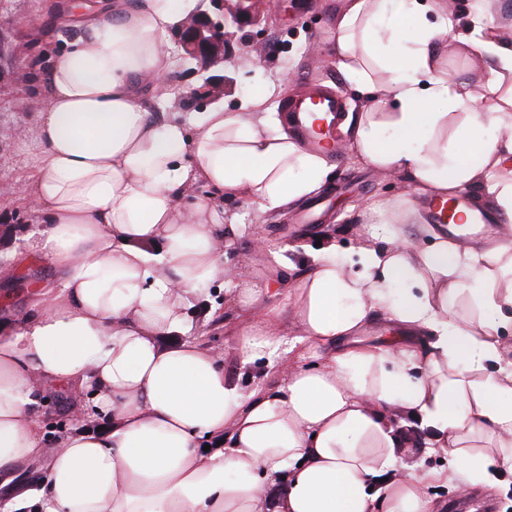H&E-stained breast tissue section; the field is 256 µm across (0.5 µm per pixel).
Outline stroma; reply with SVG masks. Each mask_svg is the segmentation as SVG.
Returning <instances> with one entry per match:
<instances>
[{
  "label": "stroma",
  "mask_w": 512,
  "mask_h": 512,
  "mask_svg": "<svg viewBox=\"0 0 512 512\" xmlns=\"http://www.w3.org/2000/svg\"><path fill=\"white\" fill-rule=\"evenodd\" d=\"M73 0H0V82L10 86L0 96V261L9 264L0 277V314L24 313L39 289L49 284L51 270L37 256L25 253L24 236L35 228V207L21 193L35 173L41 147L33 137L38 112L35 102L48 98L46 71L61 52L64 41V8ZM442 11L452 18L454 33L472 28L475 20L493 27L495 34L512 40V0H440ZM347 0H262L260 23L236 28L235 58L211 67L208 73L223 76L220 102L225 110L238 108L256 91L277 85L284 99L318 80L336 92L342 109L359 115L366 97L336 67L335 37ZM200 64L176 60L169 80L172 101L161 104L164 112H203L211 101L197 93L204 73ZM342 148L332 155L326 184L315 200H302L288 209L266 215L253 214L240 200H217L225 217L249 224L250 235L236 241V262L241 272L259 273L291 283L307 271L306 263L323 246L332 244L344 261L354 259L363 247H383L373 235L383 221L387 203L409 200L414 210L411 223L426 221L423 193L406 180L368 168L354 150L350 135L340 137ZM255 236L288 242V261L276 266L266 250L252 248ZM252 317L244 311L224 314V295L211 286L209 297L192 310L195 333L207 346L224 354L227 367H238L235 333ZM72 395L47 389L43 397V426L49 440L73 427ZM438 512H512V470L502 469L494 484L460 489L448 484L430 486Z\"/></svg>",
  "instance_id": "obj_1"
}]
</instances>
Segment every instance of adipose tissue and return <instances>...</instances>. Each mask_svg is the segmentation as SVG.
Instances as JSON below:
<instances>
[{"instance_id": "obj_1", "label": "adipose tissue", "mask_w": 512, "mask_h": 512, "mask_svg": "<svg viewBox=\"0 0 512 512\" xmlns=\"http://www.w3.org/2000/svg\"><path fill=\"white\" fill-rule=\"evenodd\" d=\"M199 0H111L74 19L78 33L47 74L35 139L44 153L26 186L40 229L26 247L54 274L35 313L0 325V491L15 512H432L426 488L491 482L512 465V360L501 336L512 310V245L480 251L417 226L406 203L386 207L389 242L356 265L329 253L289 288L219 259L246 227L211 197L268 213L317 194L326 152L304 150L265 96L232 112H151L171 97V32ZM438 0H349L336 64L367 96L351 132L360 159L414 190L452 197L487 190L512 216V41L475 27L463 51L495 60L486 104L452 76ZM204 184L210 198L187 199ZM221 282L226 308L252 309L240 366L192 335L189 313ZM466 299L474 313L459 317ZM398 329L361 340L377 314ZM298 334L276 335L283 316ZM303 345L310 364L292 366ZM88 391L75 401L110 420L46 447L41 385ZM425 438H418V431ZM451 457L404 470L403 448ZM44 456L40 488L18 491Z\"/></svg>"}]
</instances>
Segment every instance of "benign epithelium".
<instances>
[{
    "label": "benign epithelium",
    "instance_id": "7a95c632",
    "mask_svg": "<svg viewBox=\"0 0 512 512\" xmlns=\"http://www.w3.org/2000/svg\"><path fill=\"white\" fill-rule=\"evenodd\" d=\"M259 2L260 0H237L235 10L229 15V21L239 26L256 21ZM231 39L232 35L226 31L225 24L213 21L206 12H200L183 24L178 48L182 57L212 66L224 61Z\"/></svg>",
    "mask_w": 512,
    "mask_h": 512
}]
</instances>
